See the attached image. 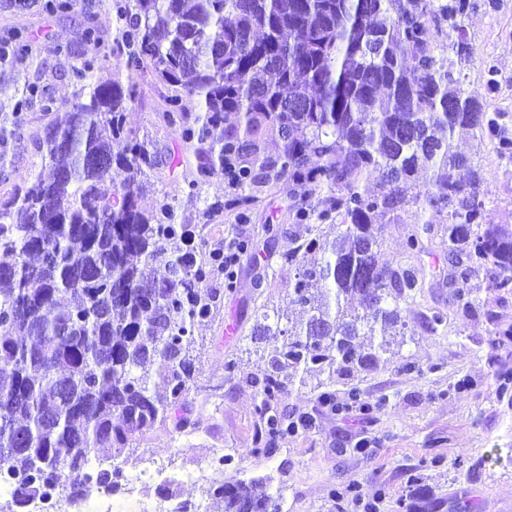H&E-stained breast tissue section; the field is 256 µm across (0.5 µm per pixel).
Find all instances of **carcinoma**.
Wrapping results in <instances>:
<instances>
[{"label": "carcinoma", "instance_id": "obj_1", "mask_svg": "<svg viewBox=\"0 0 512 512\" xmlns=\"http://www.w3.org/2000/svg\"><path fill=\"white\" fill-rule=\"evenodd\" d=\"M118 24L112 55L127 81L106 69L100 29L89 20L70 78L77 100L59 105L27 83L15 111L38 102L54 117L37 140L46 176L0 192V512H30L47 485L86 499L112 486L126 449L156 429L189 434L186 394L194 379L195 326L220 312L217 288H236V267L256 243L205 250L195 225L177 222L163 201L140 206L136 179L162 161L158 147L125 130L137 103L135 78L148 69L171 94L163 122L179 137L193 179L178 188L192 205L215 176L244 211L283 180L308 185L294 223L303 234L283 257L296 268L288 303L302 317L285 328L258 323L251 338L278 341L255 379L252 452L274 456L277 439L311 426L280 410L298 373L352 377L390 351L391 327L406 326L400 304L427 280L448 277L453 303L474 308L462 287L484 272L487 288L512 295V230L485 222L478 174L455 133L478 128L512 154L508 137L478 100L464 95L455 67L469 61L462 16L467 0H111ZM456 41L446 44L448 31ZM12 63L31 57L27 38L3 43ZM453 52L456 59L448 58ZM198 97L189 117L181 94ZM235 122L226 124V117ZM125 139L112 154V141ZM279 142L276 154L267 140ZM427 183L417 185L421 171ZM375 178L380 190L365 183ZM419 210L407 260L383 267L375 219ZM439 222H434L436 217ZM336 227L331 239L321 225ZM179 239L184 248L171 252ZM440 250L448 268L411 264ZM154 276L147 278L144 268ZM356 297L363 309H348ZM447 314L429 309L432 332ZM112 449L97 464L95 449ZM273 478L216 482L217 512H283Z\"/></svg>", "mask_w": 512, "mask_h": 512}]
</instances>
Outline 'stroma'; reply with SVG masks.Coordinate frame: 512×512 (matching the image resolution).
Here are the masks:
<instances>
[{
  "label": "stroma",
  "instance_id": "35a3bbf8",
  "mask_svg": "<svg viewBox=\"0 0 512 512\" xmlns=\"http://www.w3.org/2000/svg\"><path fill=\"white\" fill-rule=\"evenodd\" d=\"M465 20L475 58L461 67L459 82L475 96L485 112L496 116L512 137V0H470ZM95 16L103 31L101 54L113 65L117 24L106 0H73L70 11L49 15L36 7L0 9V36L27 31L38 59L27 69L0 65V125L17 126L9 145L10 164L1 173L7 185L23 184L42 174L35 134L45 122L38 107L16 115L15 101L25 80L40 78L58 103L73 102L78 86L67 76L70 59L56 56V46L83 49L81 34L87 16ZM166 86L151 73L137 79V105L126 114V127L139 137L156 141L164 153L162 164L141 176V205L149 209L169 199L177 213L197 232L208 248L233 237H251L257 249L238 268L235 292L225 293L218 320L196 326V375L187 395L197 425L192 434L154 431L127 451L123 474L132 492L111 512H149L160 498L192 504L209 512L210 488L215 479L233 483L258 475H273L281 487L283 512H363L350 487L360 483L365 499H377V512H512V344L494 345L493 320L512 323V296L489 292L483 275L466 284L480 305L478 315L449 305L451 288L425 289L406 314L407 325L398 353H387L373 370L340 378L331 386L337 410L315 409L314 389L319 376L295 384L284 404L289 413L313 412L311 428L278 442L273 458L252 455L257 394L251 382L265 366L258 345L250 338L260 318L258 308L297 318L288 305V286L296 270L281 263L295 246L298 232L291 211L301 189L281 183L267 189L250 211L248 223H238L234 211L211 217L187 206L174 188L183 181L177 162L179 144L161 121ZM480 176L479 191L487 204L488 223L512 229V154H500L475 129L458 133ZM414 210L401 212L400 221L385 225L377 261L393 266L405 257V242L415 227ZM273 225L267 236L265 225ZM444 309L448 324L430 333L420 325L428 308ZM232 335H225V326ZM237 360V375L224 365ZM358 388L372 403L370 412L345 408L347 392ZM232 455L223 472L211 469L217 452ZM164 470L156 480L152 468Z\"/></svg>",
  "mask_w": 512,
  "mask_h": 512
}]
</instances>
